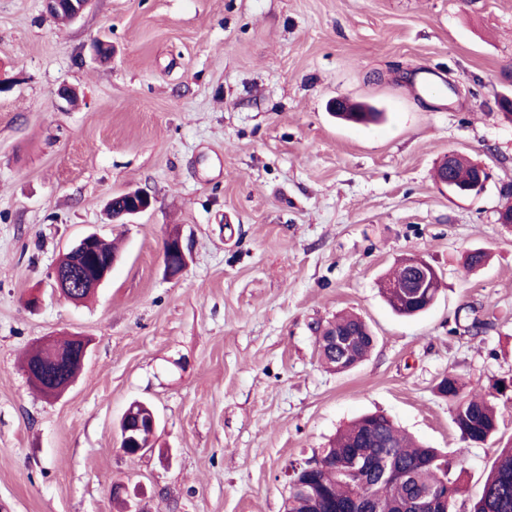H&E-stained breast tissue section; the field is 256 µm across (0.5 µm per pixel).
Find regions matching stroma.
Instances as JSON below:
<instances>
[{
  "mask_svg": "<svg viewBox=\"0 0 512 512\" xmlns=\"http://www.w3.org/2000/svg\"><path fill=\"white\" fill-rule=\"evenodd\" d=\"M0 81V512H118L122 486L133 512H285L292 464L374 412L447 453L452 512H469L512 444V398L493 392L512 379V0H92L68 25L0 0ZM340 97L387 119L338 124ZM451 151L490 170L479 195L437 184ZM136 188L153 207L112 223L108 201ZM88 231L122 258L74 304L48 273ZM410 256L442 286L403 318L379 287ZM340 311L376 337L347 373L318 356ZM64 331L90 350L52 400L21 359ZM451 373L490 393L487 444L465 445L437 395ZM136 400L156 444L129 455ZM163 262L168 276L179 275L186 267V256L179 237H170L164 243Z\"/></svg>",
  "mask_w": 512,
  "mask_h": 512,
  "instance_id": "stroma-1",
  "label": "stroma"
}]
</instances>
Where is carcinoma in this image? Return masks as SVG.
I'll list each match as a JSON object with an SVG mask.
<instances>
[{
    "instance_id": "cac0c4a2",
    "label": "carcinoma",
    "mask_w": 512,
    "mask_h": 512,
    "mask_svg": "<svg viewBox=\"0 0 512 512\" xmlns=\"http://www.w3.org/2000/svg\"><path fill=\"white\" fill-rule=\"evenodd\" d=\"M380 116L378 112H338L340 120L353 123H370ZM477 174V164L458 154L452 165L442 163L436 169L437 180L463 189ZM118 254L116 246L100 240L91 252L78 259L63 254L60 261L67 264L77 261L83 273L93 276L98 267L112 262ZM420 262L412 258L401 263L384 282L382 293L388 304L400 316L413 317L426 311L436 300L440 282L424 289L420 297H412L405 288L398 287L410 271ZM338 334L350 341L353 353L333 350L325 341ZM323 342L318 344L319 358L324 365L343 371L355 368L370 353L374 337L365 322L355 315H338L322 329ZM56 345L66 360L47 367L40 361V351L33 349L24 361V370L39 390L54 380L62 383L69 376H76L81 368L78 347L74 336L56 338ZM437 393L448 400L452 421L461 438L470 443H486L498 432V416L487 395L466 389L456 375L443 377L436 387ZM152 431L143 424L135 426L121 441L123 448L151 445ZM323 465L315 470L300 469L294 473L296 485L290 487L286 512H311L313 503L322 500L325 512H421L419 503L432 491L448 492V507H453L462 492L460 479H451L442 467L444 452L414 444L396 428L384 414L364 415L334 438L329 447L321 449ZM391 463L408 475L399 484L381 487L377 484L372 467ZM472 512H512V446L498 450L491 469L483 483Z\"/></svg>"
}]
</instances>
